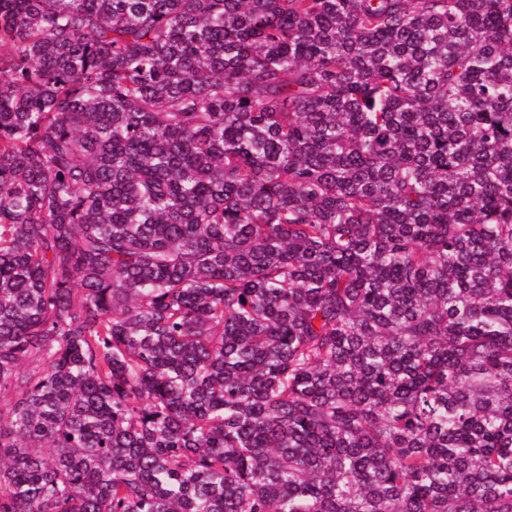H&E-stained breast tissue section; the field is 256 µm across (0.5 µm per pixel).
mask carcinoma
I'll return each mask as SVG.
<instances>
[{
  "instance_id": "carcinoma-1",
  "label": "carcinoma",
  "mask_w": 512,
  "mask_h": 512,
  "mask_svg": "<svg viewBox=\"0 0 512 512\" xmlns=\"http://www.w3.org/2000/svg\"><path fill=\"white\" fill-rule=\"evenodd\" d=\"M0 512H512V0H0Z\"/></svg>"
}]
</instances>
